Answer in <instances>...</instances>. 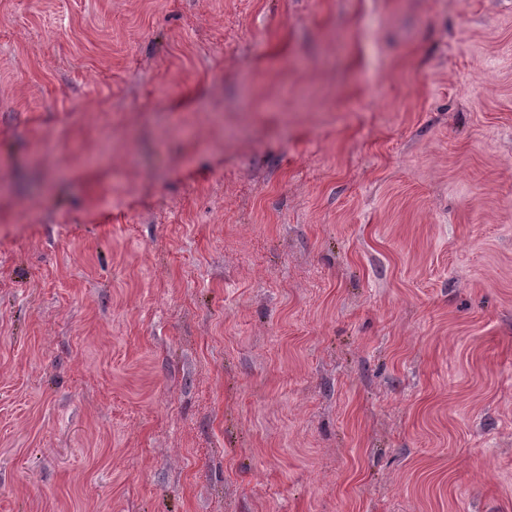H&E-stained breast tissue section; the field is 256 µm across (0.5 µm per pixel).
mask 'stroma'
<instances>
[{
  "mask_svg": "<svg viewBox=\"0 0 512 512\" xmlns=\"http://www.w3.org/2000/svg\"><path fill=\"white\" fill-rule=\"evenodd\" d=\"M0 512H512V0H0Z\"/></svg>",
  "mask_w": 512,
  "mask_h": 512,
  "instance_id": "1",
  "label": "stroma"
}]
</instances>
